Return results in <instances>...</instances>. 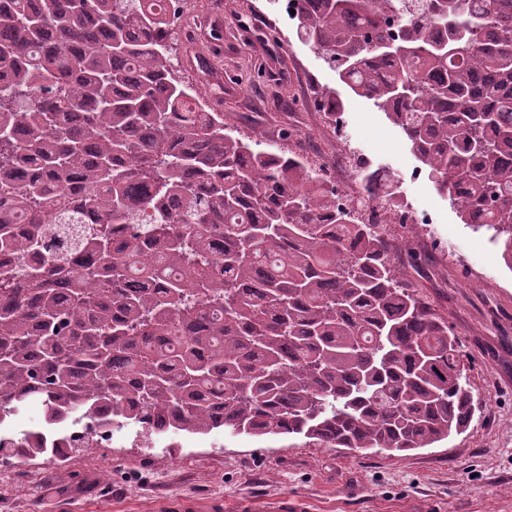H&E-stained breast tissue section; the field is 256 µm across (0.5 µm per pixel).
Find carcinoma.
I'll use <instances>...</instances> for the list:
<instances>
[{"label": "carcinoma", "mask_w": 512, "mask_h": 512, "mask_svg": "<svg viewBox=\"0 0 512 512\" xmlns=\"http://www.w3.org/2000/svg\"><path fill=\"white\" fill-rule=\"evenodd\" d=\"M176 2L0 0V412L370 454L461 433L456 334L385 239L393 183L358 171L368 224L303 153L236 135L175 74ZM295 2L512 266V0Z\"/></svg>", "instance_id": "carcinoma-1"}]
</instances>
